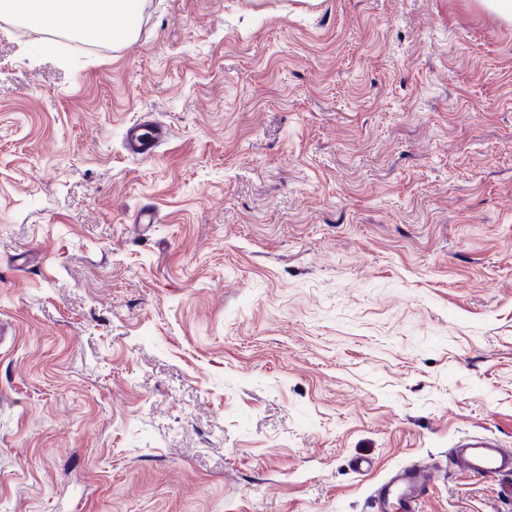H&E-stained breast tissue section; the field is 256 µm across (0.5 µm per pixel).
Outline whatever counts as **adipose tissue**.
I'll return each mask as SVG.
<instances>
[{
    "label": "adipose tissue",
    "instance_id": "adipose-tissue-1",
    "mask_svg": "<svg viewBox=\"0 0 512 512\" xmlns=\"http://www.w3.org/2000/svg\"><path fill=\"white\" fill-rule=\"evenodd\" d=\"M136 9L137 0H0V15H14L75 36L93 28L115 42L131 36Z\"/></svg>",
    "mask_w": 512,
    "mask_h": 512
}]
</instances>
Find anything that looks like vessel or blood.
Listing matches in <instances>:
<instances>
[{"mask_svg":"<svg viewBox=\"0 0 512 512\" xmlns=\"http://www.w3.org/2000/svg\"><path fill=\"white\" fill-rule=\"evenodd\" d=\"M168 128L160 122H134L124 131V147L134 156L148 159L167 140ZM453 469L480 480L491 476L512 475V453L501 448L496 439L472 436L455 442L449 452ZM437 469L415 463L390 473L373 491L374 512H419L430 491Z\"/></svg>","mask_w":512,"mask_h":512,"instance_id":"b4317fda","label":"vessel or blood"}]
</instances>
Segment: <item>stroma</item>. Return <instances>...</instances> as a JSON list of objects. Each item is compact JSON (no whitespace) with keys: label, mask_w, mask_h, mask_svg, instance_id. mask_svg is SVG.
Segmentation results:
<instances>
[{"label":"stroma","mask_w":512,"mask_h":512,"mask_svg":"<svg viewBox=\"0 0 512 512\" xmlns=\"http://www.w3.org/2000/svg\"><path fill=\"white\" fill-rule=\"evenodd\" d=\"M134 24L0 18V512H373L415 462L421 512H512L448 464L512 449V26L477 0ZM143 116L171 136L136 159ZM436 473L434 465L424 463L393 471L373 491L374 512H390L394 504L401 512H419Z\"/></svg>","instance_id":"stroma-1"}]
</instances>
